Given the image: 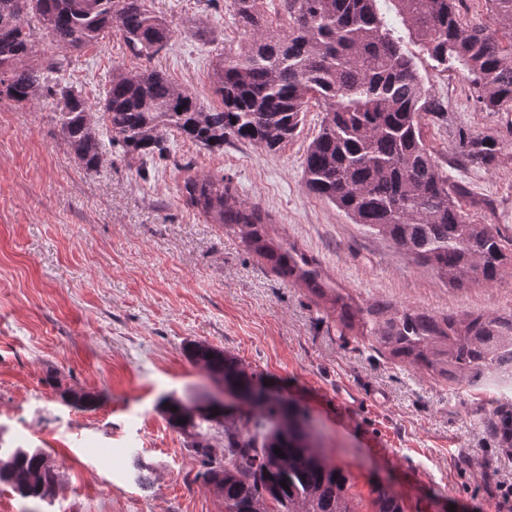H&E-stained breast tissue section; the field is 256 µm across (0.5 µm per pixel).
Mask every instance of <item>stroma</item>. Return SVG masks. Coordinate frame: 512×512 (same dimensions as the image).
<instances>
[{
	"instance_id": "obj_1",
	"label": "stroma",
	"mask_w": 512,
	"mask_h": 512,
	"mask_svg": "<svg viewBox=\"0 0 512 512\" xmlns=\"http://www.w3.org/2000/svg\"><path fill=\"white\" fill-rule=\"evenodd\" d=\"M149 3L175 30L166 51L145 62L115 31L70 53L67 79L94 103L113 67L150 64L202 106H218V55L249 40L230 0ZM404 47L448 110L447 122L426 121L427 145L465 186L469 216L512 235V112L481 111L462 65L445 70L412 41ZM321 117L310 103L275 152L231 141L212 153L172 135L169 161L143 176L138 161L114 154L86 171L63 140L53 99L0 100V446L44 449L56 465L49 500L0 486V512H224L187 437L158 408L166 397L212 392L184 354L192 341L234 354L309 412L316 446L348 476L355 512H373L379 483L404 512H512L486 487L493 476L512 479V448L484 426L492 391L434 380L341 335L321 300L283 281L182 194L188 173L225 178L238 200L272 216L275 240L315 259L361 303L438 315L512 311V267L493 284L446 285L305 190V152ZM480 133L499 137L495 163L461 167L460 136ZM342 389L360 403L343 402ZM66 391L96 403L66 404ZM142 469L150 487L136 482Z\"/></svg>"
}]
</instances>
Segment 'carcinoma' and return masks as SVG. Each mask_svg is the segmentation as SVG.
<instances>
[{"label": "carcinoma", "instance_id": "carcinoma-1", "mask_svg": "<svg viewBox=\"0 0 512 512\" xmlns=\"http://www.w3.org/2000/svg\"><path fill=\"white\" fill-rule=\"evenodd\" d=\"M279 2L288 18L282 35L267 32L259 0H231L233 19L251 41L220 54L213 72L220 105L205 109L156 69L113 68L94 105L66 83L65 53L94 45L114 28L137 57L151 60L167 49L174 30L148 0H0V99L53 98L68 148L86 170L97 171L108 145L132 159L166 158L169 132L212 152L230 141L277 151L314 98L322 118L304 158L306 190L451 286L496 282L512 264V238L470 219L460 202L465 188L449 180L426 144L425 118L448 113L387 28L378 0ZM391 2L432 60L445 68L464 65L482 111H512V0H487L501 23L494 31L464 22L459 0ZM38 38L55 49L40 64ZM500 149L493 134L464 138L458 162L488 167ZM183 190L190 206L237 234L283 280L330 305L340 333L355 331L394 359L473 388H483L484 373L512 365V311L437 315L387 301L360 304L338 291L314 259L275 242L272 216L238 201L224 178L190 176ZM185 352L246 403L191 417L182 402L161 401L167 423L190 438L224 512H354L348 478L314 445L306 410L262 399L260 377L229 352L200 341ZM485 424L500 447L512 448L511 401L500 402ZM55 479L42 449L0 448V484L20 497L46 499ZM372 494L373 512H402L387 487L377 485Z\"/></svg>", "mask_w": 512, "mask_h": 512}]
</instances>
